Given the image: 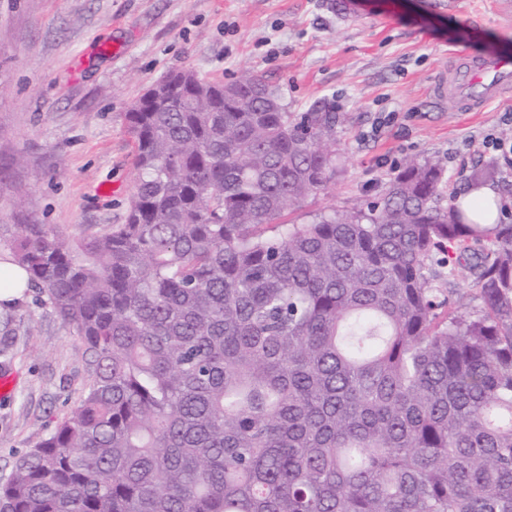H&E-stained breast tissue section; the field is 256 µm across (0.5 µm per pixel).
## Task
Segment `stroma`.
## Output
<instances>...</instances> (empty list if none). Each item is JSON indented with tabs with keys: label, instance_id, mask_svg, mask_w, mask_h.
<instances>
[{
	"label": "stroma",
	"instance_id": "obj_1",
	"mask_svg": "<svg viewBox=\"0 0 512 512\" xmlns=\"http://www.w3.org/2000/svg\"><path fill=\"white\" fill-rule=\"evenodd\" d=\"M0 0V255L22 224L66 241L125 223L135 186L126 114L152 85L188 69L208 81L262 75L289 111L336 115L340 168L308 213L375 199L406 157L437 156L445 195L475 168L512 207V96L452 112L435 86L458 51L512 58V0ZM13 341L0 376V485L80 403L91 382L75 329L34 290L0 322Z\"/></svg>",
	"mask_w": 512,
	"mask_h": 512
}]
</instances>
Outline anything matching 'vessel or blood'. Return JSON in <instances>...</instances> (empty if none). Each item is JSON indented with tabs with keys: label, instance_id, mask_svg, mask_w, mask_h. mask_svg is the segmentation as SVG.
<instances>
[{
	"label": "vessel or blood",
	"instance_id": "vessel-or-blood-1",
	"mask_svg": "<svg viewBox=\"0 0 512 512\" xmlns=\"http://www.w3.org/2000/svg\"><path fill=\"white\" fill-rule=\"evenodd\" d=\"M512 92V61L457 53L435 87L454 111L478 112Z\"/></svg>",
	"mask_w": 512,
	"mask_h": 512
}]
</instances>
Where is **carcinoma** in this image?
Returning a JSON list of instances; mask_svg holds the SVG:
<instances>
[{
	"label": "carcinoma",
	"mask_w": 512,
	"mask_h": 512,
	"mask_svg": "<svg viewBox=\"0 0 512 512\" xmlns=\"http://www.w3.org/2000/svg\"><path fill=\"white\" fill-rule=\"evenodd\" d=\"M172 72L127 113L126 223L21 224L11 261L92 355L0 512H512V223L410 158L348 211L336 113ZM466 272L477 309L449 305Z\"/></svg>",
	"instance_id": "carcinoma-1"
}]
</instances>
